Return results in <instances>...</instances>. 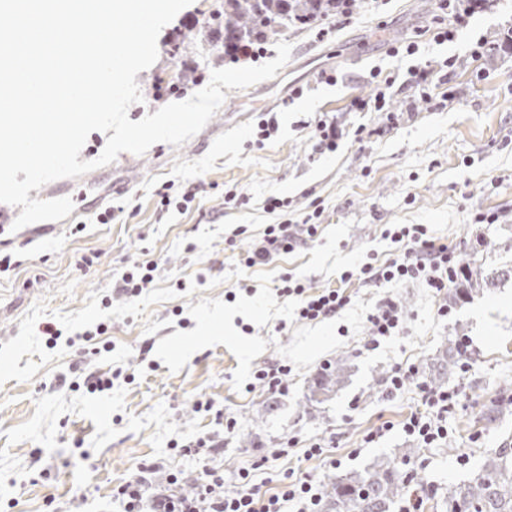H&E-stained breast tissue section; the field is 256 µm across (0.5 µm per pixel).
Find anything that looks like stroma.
I'll use <instances>...</instances> for the list:
<instances>
[{"mask_svg":"<svg viewBox=\"0 0 512 512\" xmlns=\"http://www.w3.org/2000/svg\"><path fill=\"white\" fill-rule=\"evenodd\" d=\"M216 7L217 0H192L162 29L156 63L136 76L143 100L130 107V120L188 99L223 67L224 34L208 23ZM436 13L437 0H357L324 42L313 24L289 25L281 34L293 46L286 66L274 79L227 90L221 109L181 147L123 152L84 176L30 191L33 199L71 198L77 216L16 239L8 251L17 266L0 273V512H117V489L143 474L154 493L193 490L213 468L251 469L260 483L294 468L325 484L377 462H403L413 447L420 453L406 472L440 488L467 480L487 449L512 439V409L493 427L476 421L483 404L512 394V0L472 18L497 44L480 59L468 52L465 28L451 44H430ZM407 39L428 44L430 100L403 85L409 60L389 55ZM450 55L457 63L448 73L441 62ZM375 65L399 76L390 121L352 106L371 93ZM328 67L341 74L336 85L316 81ZM481 70L488 80H476ZM294 86L305 92L292 100ZM269 111L277 136L250 146L258 113ZM326 116L342 133L333 154L316 149V124ZM167 183L203 193L186 214L165 215L156 192ZM229 193L242 204L225 203ZM101 195L125 203L108 224L97 223L90 205ZM271 195L287 198V210L267 212ZM315 206L322 215L314 242L239 266V252L266 225L301 223ZM480 212L496 214L497 223L475 224ZM388 224L428 225L462 262L503 277L453 303L416 283L341 284L343 269L392 256L382 237ZM147 261L158 265L149 288L131 298L115 290L126 267ZM286 274L312 292L345 287L352 303L335 318L298 321L295 298L276 291ZM385 298L403 309L406 329L372 348L367 316ZM444 303L450 312L442 317ZM48 323L61 329L57 341L43 336ZM100 323L105 334L69 344L74 328ZM454 336L469 340L468 371L448 379L463 400L448 416L447 442L421 447L399 426L420 408L417 390L389 395L385 381L398 363L428 371ZM336 359L345 362V383L326 401L311 400L321 366ZM278 362L291 371L275 397L252 373ZM89 371L111 376V391H87ZM228 416L237 420L230 435ZM387 421L393 430L364 444ZM206 436L217 449L187 451ZM292 436L299 446L277 456ZM309 439L325 444L327 458H304ZM173 473L181 477L174 488Z\"/></svg>","mask_w":512,"mask_h":512,"instance_id":"35a3bbf8","label":"stroma"}]
</instances>
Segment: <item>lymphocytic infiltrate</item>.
Instances as JSON below:
<instances>
[{"mask_svg":"<svg viewBox=\"0 0 512 512\" xmlns=\"http://www.w3.org/2000/svg\"><path fill=\"white\" fill-rule=\"evenodd\" d=\"M320 216L321 211L316 208L306 215L302 223L267 225L262 237L248 251L240 254V265L251 268L264 264L274 257L294 252L302 240H315ZM382 235L396 245L398 256L380 264L366 262L359 269L343 271L339 288L311 293L292 275L283 276L276 291L279 296L296 298L297 320L321 321L336 316L352 302L343 284L354 278L368 284H397L411 280L441 294L466 273L457 249L435 238L427 225L391 224ZM367 322L369 342L376 346L383 340L401 335L405 330L406 316L395 302L387 300L375 307ZM409 386L417 389L422 408L402 421L403 431L428 446L446 439L448 415L459 406L461 392L431 389L420 379L414 365L396 364L387 380L388 391L396 393ZM236 480L238 488L229 494L224 490L222 474L205 472L194 496L163 497L154 501L149 510L144 507L143 481L121 486L116 499L121 512H319V481L295 469L279 474L277 485L271 492L254 483L250 471H240Z\"/></svg>","mask_w":512,"mask_h":512,"instance_id":"lymphocytic-infiltrate-1","label":"lymphocytic infiltrate"}]
</instances>
